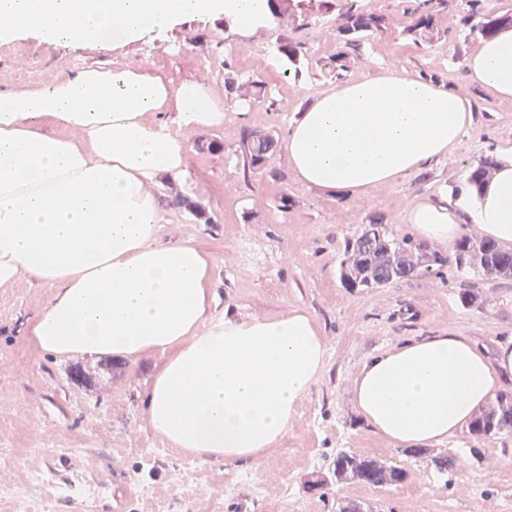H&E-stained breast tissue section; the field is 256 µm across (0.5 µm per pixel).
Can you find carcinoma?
I'll list each match as a JSON object with an SVG mask.
<instances>
[{"instance_id":"carcinoma-1","label":"carcinoma","mask_w":512,"mask_h":512,"mask_svg":"<svg viewBox=\"0 0 512 512\" xmlns=\"http://www.w3.org/2000/svg\"><path fill=\"white\" fill-rule=\"evenodd\" d=\"M358 0H350L345 11L338 14L340 23L336 36L343 50L329 59L325 66L336 77L343 76L350 54L361 50L363 40L380 30L385 17L363 11ZM408 6L403 15L407 25L403 33L413 40H432L439 33L438 16L448 8V0H406ZM467 11L460 18L461 29L453 38L467 39L471 34L489 38L502 27L512 26V13H499L484 0H467ZM279 57L301 72L300 64L305 59L302 44L288 38L276 46ZM224 89L228 95L252 103L267 104L271 109L277 100L265 95L264 86L255 80L241 81L234 76L224 78ZM278 139L270 132L246 130L240 141V154L244 172L264 170L277 153ZM497 160L482 157L468 166L466 183L478 194L488 183ZM456 269L474 273L486 279L512 280V247L488 238H464L454 247ZM449 259L428 246L409 238L395 237L387 225L371 221L361 226L359 232L346 241L344 258L340 263V280L347 288H380L392 281L419 275L432 267H443ZM470 437L480 441L489 436H512V393L500 396L487 411L476 416L468 427ZM332 476L336 484L351 482L374 487L393 485L404 481L408 472L385 460L362 458L348 452H340L333 461Z\"/></svg>"}]
</instances>
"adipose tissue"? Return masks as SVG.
<instances>
[{
    "mask_svg": "<svg viewBox=\"0 0 512 512\" xmlns=\"http://www.w3.org/2000/svg\"><path fill=\"white\" fill-rule=\"evenodd\" d=\"M267 0H0V41L26 33L47 44L105 51L190 17L230 18L246 36ZM472 83L512 99V28L480 39ZM171 113L172 124L158 122ZM224 105L198 80L88 65L21 93L0 92V288L26 277L52 298L30 326L55 357L156 353L143 418L170 447L232 467L259 461L287 437L317 384L326 343L316 319L215 315L211 259L196 242L160 239L151 186L184 179L180 130L219 128ZM470 125L468 103L394 67L316 92L288 129L294 177L352 195L397 183L447 154ZM480 196L413 203L421 239L448 244L466 225L512 243V143ZM512 382V344L486 352L467 336H415L365 359L355 407L399 448H428L467 429Z\"/></svg>",
    "mask_w": 512,
    "mask_h": 512,
    "instance_id": "ef3b65f1",
    "label": "adipose tissue"
}]
</instances>
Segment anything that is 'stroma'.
I'll use <instances>...</instances> for the list:
<instances>
[{
	"label": "stroma",
	"instance_id": "35a3bbf8",
	"mask_svg": "<svg viewBox=\"0 0 512 512\" xmlns=\"http://www.w3.org/2000/svg\"><path fill=\"white\" fill-rule=\"evenodd\" d=\"M359 3L387 25L365 40L345 79L374 77L392 66L431 75L468 100L472 116L443 158L360 196L301 183L282 149L271 172L244 175L238 152L247 129L285 139L310 95L336 85V77L317 68L287 72L275 52L280 39L290 38L303 44L309 61L336 55L335 13L314 18L291 11L246 38L227 19H189L105 53L45 46L26 34L0 44V91L20 92L95 64L143 66L175 83L201 81L223 102L224 125L183 131L187 178L155 190L164 213L161 238H193L209 253L216 312L264 316L301 308L315 317L327 346L319 382L301 401L281 446L258 464L233 468L184 456L146 426L143 401L155 354L41 353L28 327L50 289L26 278L0 288V512H338L349 501L372 512H512V437L476 443L463 433L416 458L375 436L355 412L354 374L376 351L433 333H460L489 351L512 340V280L462 275L450 264L440 275L383 288L351 290L340 281L344 242L370 216L383 217L397 237H411L404 220L409 205L464 187L471 162L512 143V100L468 80L464 59L476 50L477 37L460 45L452 38L461 0L441 15L449 37L422 44L399 34L402 0ZM229 69L266 84L276 108L227 101ZM213 140L223 150H208ZM284 193L291 200L285 212L278 207ZM179 195L200 204L203 216L177 206ZM470 287L480 295L478 305L460 300ZM341 450L392 462L408 477L384 487L335 485L332 462ZM448 455L459 464L450 475L431 463Z\"/></svg>",
	"mask_w": 512,
	"mask_h": 512
}]
</instances>
